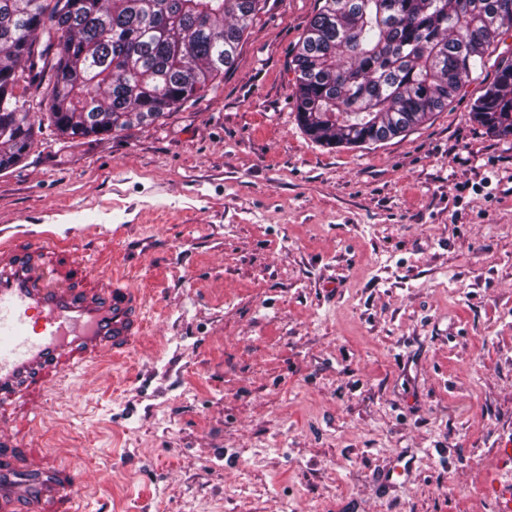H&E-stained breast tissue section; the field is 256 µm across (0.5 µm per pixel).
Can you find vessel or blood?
Returning <instances> with one entry per match:
<instances>
[{"instance_id": "1", "label": "vessel or blood", "mask_w": 512, "mask_h": 512, "mask_svg": "<svg viewBox=\"0 0 512 512\" xmlns=\"http://www.w3.org/2000/svg\"><path fill=\"white\" fill-rule=\"evenodd\" d=\"M87 266L50 233L0 239V512H83L76 471L50 451L34 463L20 435L62 376L126 358L145 334L141 292Z\"/></svg>"}]
</instances>
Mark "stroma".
Instances as JSON below:
<instances>
[{
    "label": "stroma",
    "mask_w": 512,
    "mask_h": 512,
    "mask_svg": "<svg viewBox=\"0 0 512 512\" xmlns=\"http://www.w3.org/2000/svg\"><path fill=\"white\" fill-rule=\"evenodd\" d=\"M318 0H267L216 90L152 125L42 126L0 231H52L142 291L120 362L22 437L88 512H500L512 499V138L470 105L365 148L311 140L289 61Z\"/></svg>",
    "instance_id": "obj_1"
}]
</instances>
